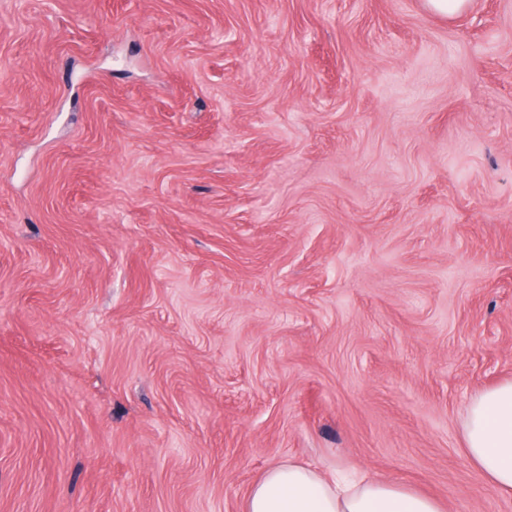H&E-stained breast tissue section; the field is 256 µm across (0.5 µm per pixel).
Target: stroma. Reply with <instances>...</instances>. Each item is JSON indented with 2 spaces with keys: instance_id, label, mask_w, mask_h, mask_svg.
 Masks as SVG:
<instances>
[{
  "instance_id": "35a3bbf8",
  "label": "stroma",
  "mask_w": 512,
  "mask_h": 512,
  "mask_svg": "<svg viewBox=\"0 0 512 512\" xmlns=\"http://www.w3.org/2000/svg\"><path fill=\"white\" fill-rule=\"evenodd\" d=\"M509 380L512 0H0V512H512ZM466 453L502 494L512 495V382L475 396L464 421ZM244 512H443L435 498L366 477H328L292 461L269 468L249 489Z\"/></svg>"
}]
</instances>
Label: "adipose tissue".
Wrapping results in <instances>:
<instances>
[{"label":"adipose tissue","mask_w":512,"mask_h":512,"mask_svg":"<svg viewBox=\"0 0 512 512\" xmlns=\"http://www.w3.org/2000/svg\"><path fill=\"white\" fill-rule=\"evenodd\" d=\"M466 453L500 493L512 495V382L475 396L464 421ZM243 512H443L435 498L344 473L328 477L295 462L269 468L249 489Z\"/></svg>","instance_id":"obj_1"}]
</instances>
